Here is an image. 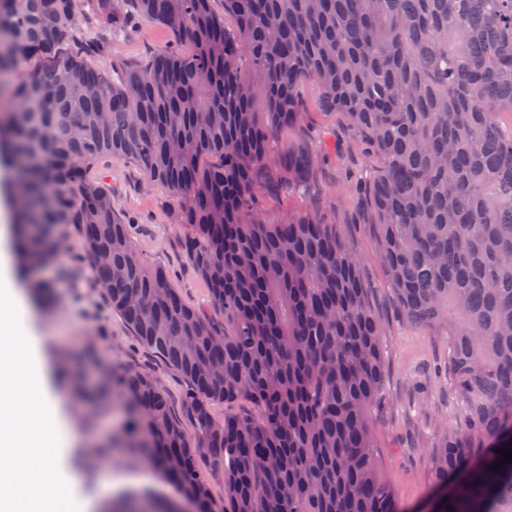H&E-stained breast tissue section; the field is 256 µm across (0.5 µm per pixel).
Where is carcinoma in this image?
Wrapping results in <instances>:
<instances>
[{"label":"carcinoma","mask_w":512,"mask_h":512,"mask_svg":"<svg viewBox=\"0 0 512 512\" xmlns=\"http://www.w3.org/2000/svg\"><path fill=\"white\" fill-rule=\"evenodd\" d=\"M126 0H0V116L15 178L23 276L59 263L77 229L87 261L139 341L189 384L174 419L147 372L90 341L58 375L81 410L118 401L125 425L88 454L119 451L175 488L105 512H401L373 441L382 328L359 255L308 208L266 217L309 181L327 145L298 139L310 81L375 164L371 232L407 323L448 324V372L465 401L430 452L436 512H512V0H134L174 43L112 71L64 51L95 14L132 23ZM231 18L234 26L225 25ZM38 56L33 71L24 63ZM110 155L177 201L176 222L224 330L188 307L167 270L132 246L112 192L86 180ZM224 404V420L212 413ZM224 485L210 495L198 461Z\"/></svg>","instance_id":"carcinoma-1"}]
</instances>
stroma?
<instances>
[{"instance_id": "obj_1", "label": "stroma", "mask_w": 512, "mask_h": 512, "mask_svg": "<svg viewBox=\"0 0 512 512\" xmlns=\"http://www.w3.org/2000/svg\"><path fill=\"white\" fill-rule=\"evenodd\" d=\"M81 40L104 39L96 62L102 68L112 63H136L172 41L166 27L146 22L137 32L111 33L101 23L83 28ZM307 116L304 130L321 137L326 126L336 128L339 150L336 157L320 163L316 177L291 197V204L316 207L345 230L351 247L361 258V273L369 289L371 305L383 334L386 373L385 404L373 417V437L386 480L397 493L403 512H421L433 495L429 480V453L439 435V423L454 428L460 422L463 400L449 376L435 377L428 370L447 362L448 330L437 327L423 331L409 326L392 299L387 277L377 254L374 238L366 224L356 186L369 183L374 169L356 144L343 120L326 117L318 105L312 83L302 87ZM86 176L104 181L112 191V206L130 229L134 249L150 263L165 267L173 288L187 305L223 323L206 282L197 274L182 246L187 232L175 223L176 201L162 184H148L144 174L128 160L105 158L89 168ZM54 290L53 312L33 311L31 324L46 341L43 353L53 357L64 349H75L87 340L97 341L104 357L120 367L151 372L166 393L172 409H179L186 382L171 367L139 345L120 314L113 311L98 287L89 264L61 271L53 265L38 274ZM109 495L126 490L146 491L172 500L177 493L155 470L146 465L115 463L108 474Z\"/></svg>"}]
</instances>
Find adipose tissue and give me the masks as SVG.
<instances>
[{
  "instance_id": "adipose-tissue-1",
  "label": "adipose tissue",
  "mask_w": 512,
  "mask_h": 512,
  "mask_svg": "<svg viewBox=\"0 0 512 512\" xmlns=\"http://www.w3.org/2000/svg\"><path fill=\"white\" fill-rule=\"evenodd\" d=\"M30 319L28 299L0 252V512H52L69 503L88 512L89 499L77 497L64 466L78 439Z\"/></svg>"
}]
</instances>
